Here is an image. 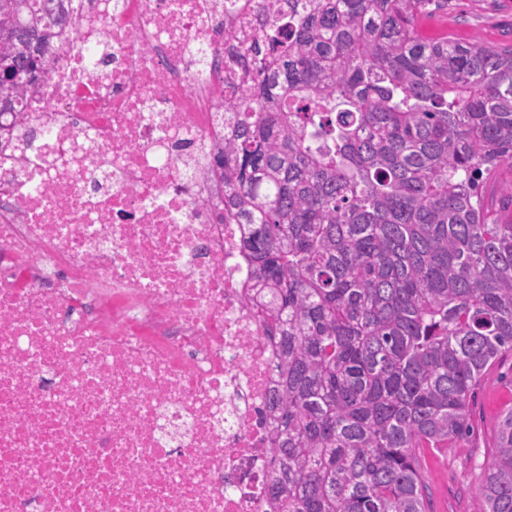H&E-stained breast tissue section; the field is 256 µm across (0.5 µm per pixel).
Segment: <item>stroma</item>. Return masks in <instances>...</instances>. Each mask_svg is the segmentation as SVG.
Segmentation results:
<instances>
[{
	"label": "stroma",
	"mask_w": 512,
	"mask_h": 512,
	"mask_svg": "<svg viewBox=\"0 0 512 512\" xmlns=\"http://www.w3.org/2000/svg\"><path fill=\"white\" fill-rule=\"evenodd\" d=\"M429 38L512 44V0H448L447 11L421 25ZM512 408V357L499 361L474 391L469 437L450 448H426L419 455L431 492V512H475V489L485 462L496 451L500 415Z\"/></svg>",
	"instance_id": "1"
}]
</instances>
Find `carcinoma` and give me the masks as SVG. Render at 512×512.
<instances>
[{"mask_svg":"<svg viewBox=\"0 0 512 512\" xmlns=\"http://www.w3.org/2000/svg\"><path fill=\"white\" fill-rule=\"evenodd\" d=\"M53 0H0V114L48 72ZM224 103V206L279 348L271 495L286 512H427L416 450L470 432L512 355V45L420 35L448 0H258ZM476 512H512V408Z\"/></svg>","mask_w":512,"mask_h":512,"instance_id":"carcinoma-1","label":"carcinoma"}]
</instances>
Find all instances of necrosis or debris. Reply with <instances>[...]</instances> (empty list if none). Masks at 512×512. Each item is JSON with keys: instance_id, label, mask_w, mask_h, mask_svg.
Returning a JSON list of instances; mask_svg holds the SVG:
<instances>
[{"instance_id": "necrosis-or-debris-1", "label": "necrosis or debris", "mask_w": 512, "mask_h": 512, "mask_svg": "<svg viewBox=\"0 0 512 512\" xmlns=\"http://www.w3.org/2000/svg\"><path fill=\"white\" fill-rule=\"evenodd\" d=\"M0 144V512H284L278 348L210 158L254 0H64Z\"/></svg>"}]
</instances>
